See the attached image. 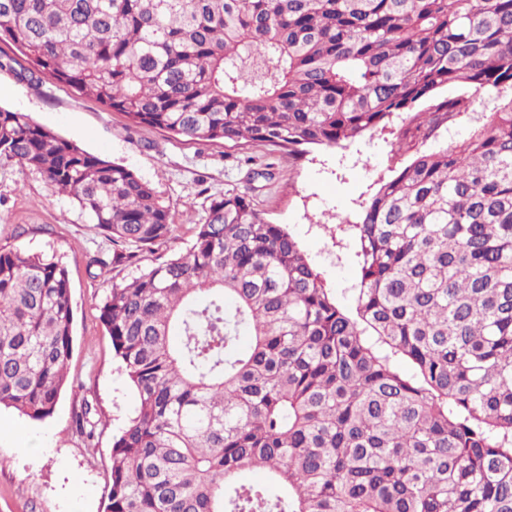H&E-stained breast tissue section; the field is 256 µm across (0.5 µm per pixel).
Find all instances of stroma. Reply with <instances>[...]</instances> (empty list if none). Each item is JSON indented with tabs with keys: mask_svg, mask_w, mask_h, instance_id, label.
Listing matches in <instances>:
<instances>
[{
	"mask_svg": "<svg viewBox=\"0 0 512 512\" xmlns=\"http://www.w3.org/2000/svg\"><path fill=\"white\" fill-rule=\"evenodd\" d=\"M0 107L23 112L37 124L89 153L129 168L150 182L172 208L175 238L163 253L186 248L208 195L237 190L252 196L268 220L287 225L337 302L354 306L357 268L348 251L332 243L336 213L354 209L360 194L389 165L390 148L363 140L346 151H314L291 162L280 147L256 143L176 142L158 129L129 128L125 116L61 83H33L0 69ZM26 233L14 238L15 227ZM19 245L56 255L72 287L74 347L68 364L79 389L64 391L54 414L36 422L0 409V512H103L108 494L112 439L139 405L115 359L100 320L112 286L137 277L153 257L109 273L90 265L112 245L70 198L51 190L37 172L0 160V247ZM102 416L97 452L88 454L73 430L83 391Z\"/></svg>",
	"mask_w": 512,
	"mask_h": 512,
	"instance_id": "35a3bbf8",
	"label": "stroma"
}]
</instances>
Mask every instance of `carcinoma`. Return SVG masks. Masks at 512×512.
<instances>
[{
  "label": "carcinoma",
  "mask_w": 512,
  "mask_h": 512,
  "mask_svg": "<svg viewBox=\"0 0 512 512\" xmlns=\"http://www.w3.org/2000/svg\"><path fill=\"white\" fill-rule=\"evenodd\" d=\"M0 42L19 76L182 141L391 145L331 235L352 310L246 192L112 284L100 318L139 407L105 512H512V0H0ZM0 158L112 242L103 269L173 237L149 182L23 112L0 107ZM72 351L64 265L0 247V406L51 417ZM96 412L74 414L91 454Z\"/></svg>",
  "instance_id": "obj_1"
}]
</instances>
